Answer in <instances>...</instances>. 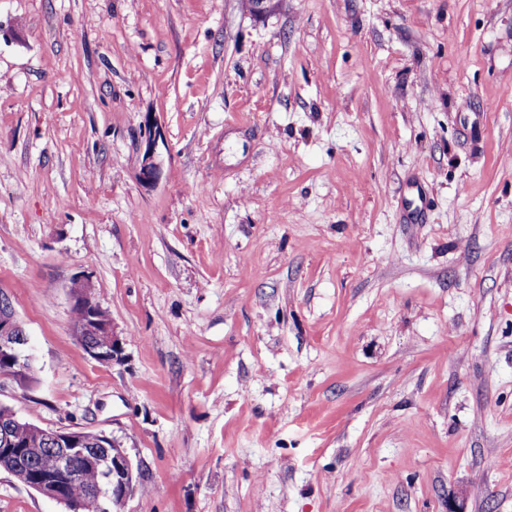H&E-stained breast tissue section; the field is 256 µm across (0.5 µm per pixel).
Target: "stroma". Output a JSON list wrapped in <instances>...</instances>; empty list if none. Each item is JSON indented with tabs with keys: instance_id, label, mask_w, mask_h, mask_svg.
I'll use <instances>...</instances> for the list:
<instances>
[{
	"instance_id": "35a3bbf8",
	"label": "stroma",
	"mask_w": 512,
	"mask_h": 512,
	"mask_svg": "<svg viewBox=\"0 0 512 512\" xmlns=\"http://www.w3.org/2000/svg\"><path fill=\"white\" fill-rule=\"evenodd\" d=\"M0 404L121 512H512V0H0ZM161 175L145 182L148 125ZM95 285L122 361L89 358ZM0 512H66L0 470ZM92 283L89 277H80L74 279L70 287V302L73 306L71 320L74 328L83 320V310L74 306H86L84 325L75 330L74 335L88 356L100 363L111 364L123 358V347L119 337L112 331V321L98 316L95 305L101 308L92 298L94 305L87 295V288ZM30 339L16 316L9 297L0 294V368L17 377L25 376L32 360ZM6 370V371H4ZM0 423L1 429L7 424L14 425V438L25 445L20 455H29V451L35 450L34 448H43L44 452L52 451L53 447L46 440L45 435L57 449L56 454L41 460L33 480L23 483L28 487H34L40 494L51 500L72 504L69 495L73 482L64 487L56 480V474L71 468L75 458L86 459L76 460L74 464L77 493L94 488L100 482L102 472L101 483L87 491L80 505L91 511L68 509L70 512L108 511L106 506L109 502H112V509L116 507V511L120 512L119 509L125 499L133 493L132 459L113 438L111 439L105 433L100 432L99 435L104 441L94 442L100 445V448H105V452L95 454L91 448H88L92 442L85 439V431L46 428L43 435V427L18 416L12 408L2 404L0 405ZM87 460L95 462L101 472L95 464ZM112 509L111 512H114Z\"/></svg>"
}]
</instances>
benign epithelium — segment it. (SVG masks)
Returning <instances> with one entry per match:
<instances>
[{
	"label": "benign epithelium",
	"instance_id": "7a95c632",
	"mask_svg": "<svg viewBox=\"0 0 512 512\" xmlns=\"http://www.w3.org/2000/svg\"><path fill=\"white\" fill-rule=\"evenodd\" d=\"M157 132L148 130L145 140L142 177L155 181L160 175V165L155 161ZM92 284L88 277L74 279L70 287L71 305L86 307L82 328L74 335L84 352L92 359L111 364L122 359L123 347L119 337L112 331V322L98 316L95 305L87 295ZM32 360L30 339L16 316L9 297L0 294V369L17 377L24 376ZM44 434L57 449V453L41 460L33 480L27 486L34 487L43 496L62 503L70 502L71 486H63L56 480V474L72 467L73 460L82 458L95 462L102 472L101 483L87 491L81 507L91 512H104L107 505L121 507L134 491V465L121 446L105 433H100L98 445L105 451L97 454L89 448L82 430L44 429Z\"/></svg>",
	"mask_w": 512,
	"mask_h": 512
}]
</instances>
